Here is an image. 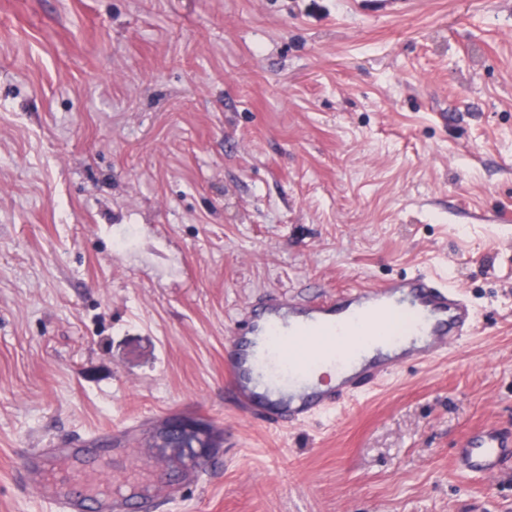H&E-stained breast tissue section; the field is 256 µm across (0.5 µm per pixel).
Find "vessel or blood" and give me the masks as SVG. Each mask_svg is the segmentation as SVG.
Instances as JSON below:
<instances>
[{"label": "vessel or blood", "mask_w": 512, "mask_h": 512, "mask_svg": "<svg viewBox=\"0 0 512 512\" xmlns=\"http://www.w3.org/2000/svg\"><path fill=\"white\" fill-rule=\"evenodd\" d=\"M474 307L460 289L433 269L399 276L376 288L344 291L335 300L270 295L234 332L227 349L225 395L242 410L259 408L272 425H299L341 407L399 367L421 366L471 335ZM333 369L338 384L319 388L316 370ZM512 455V439L495 430L472 434L456 449L459 469L493 473ZM85 480L92 466L84 448H38L22 461L19 479L38 475L58 512H85L87 501L56 482L58 466ZM101 512H151L152 497L105 485Z\"/></svg>", "instance_id": "obj_1"}]
</instances>
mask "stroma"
I'll use <instances>...</instances> for the list:
<instances>
[{
  "mask_svg": "<svg viewBox=\"0 0 512 512\" xmlns=\"http://www.w3.org/2000/svg\"><path fill=\"white\" fill-rule=\"evenodd\" d=\"M0 0V512L26 450L132 428L157 512H512V0ZM478 322L295 427L224 400L244 308L424 265ZM174 417L216 442L158 448ZM512 439L497 430L472 434L462 448H455L458 468L470 475L493 473L505 456H512Z\"/></svg>",
  "mask_w": 512,
  "mask_h": 512,
  "instance_id": "1",
  "label": "stroma"
}]
</instances>
